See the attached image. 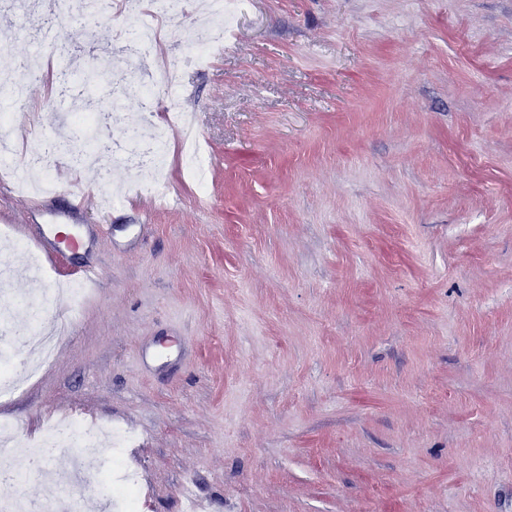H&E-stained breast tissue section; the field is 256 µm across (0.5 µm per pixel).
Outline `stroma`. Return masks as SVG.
I'll return each mask as SVG.
<instances>
[{
  "label": "stroma",
  "instance_id": "stroma-1",
  "mask_svg": "<svg viewBox=\"0 0 512 512\" xmlns=\"http://www.w3.org/2000/svg\"><path fill=\"white\" fill-rule=\"evenodd\" d=\"M6 57L70 72L108 48L97 168L49 169L54 209L91 205L10 323L60 329L0 396L15 441L80 411L129 436L141 512H512V0H239L231 51L176 75L207 161L198 187L167 131L172 200L113 148L142 111L120 0L34 33L0 13ZM73 99L28 81L19 149L67 134ZM0 188V269L30 264L35 206ZM78 310L49 299L88 259ZM46 461L54 512H101L104 455L74 484Z\"/></svg>",
  "mask_w": 512,
  "mask_h": 512
}]
</instances>
